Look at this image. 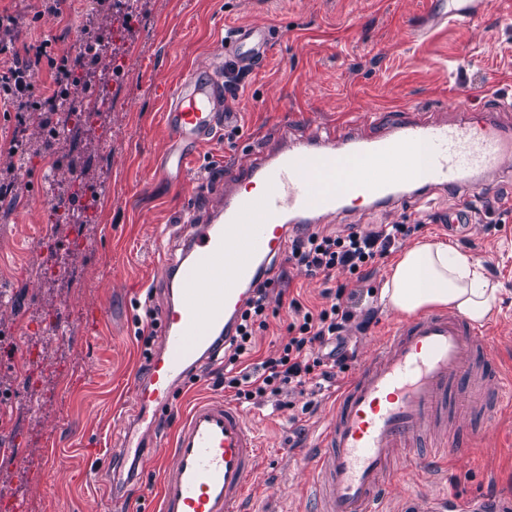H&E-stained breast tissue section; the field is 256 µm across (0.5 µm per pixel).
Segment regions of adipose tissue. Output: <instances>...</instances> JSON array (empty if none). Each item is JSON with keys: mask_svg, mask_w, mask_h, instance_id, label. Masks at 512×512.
I'll return each instance as SVG.
<instances>
[{"mask_svg": "<svg viewBox=\"0 0 512 512\" xmlns=\"http://www.w3.org/2000/svg\"><path fill=\"white\" fill-rule=\"evenodd\" d=\"M498 293L479 258L444 242H417L391 264L382 300L403 315L445 307L481 325L492 315Z\"/></svg>", "mask_w": 512, "mask_h": 512, "instance_id": "obj_1", "label": "adipose tissue"}]
</instances>
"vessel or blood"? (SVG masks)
Wrapping results in <instances>:
<instances>
[{
    "label": "vessel or blood",
    "instance_id": "1",
    "mask_svg": "<svg viewBox=\"0 0 512 512\" xmlns=\"http://www.w3.org/2000/svg\"><path fill=\"white\" fill-rule=\"evenodd\" d=\"M269 32L242 26L225 32L224 51L244 65L262 58ZM224 81L217 65L196 68L170 90L166 166L189 158L224 124ZM456 109L461 123H434L409 113L376 118L374 133L352 131L336 142L316 135L293 147L260 150L206 216L183 234L180 255L163 262L166 302L161 348L148 378L134 388L135 419L121 452L144 458L148 436L170 409L194 359L232 337L252 294L273 262L288 254L290 236L341 210L336 186L341 156L363 166L352 180L371 207L419 202L442 190L473 196L480 176L512 159V127L482 112L472 95ZM491 338L453 311H429L394 324L363 369L337 387L331 417L306 463L316 512H387L384 481L397 470L396 451L414 447L447 413L449 396L512 407V377L485 371ZM261 439L247 415L226 399L197 402L178 419L160 464L159 512H243L259 474ZM399 512H472L447 497L408 495Z\"/></svg>",
    "mask_w": 512,
    "mask_h": 512
}]
</instances>
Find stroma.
<instances>
[{
    "label": "stroma",
    "instance_id": "obj_1",
    "mask_svg": "<svg viewBox=\"0 0 512 512\" xmlns=\"http://www.w3.org/2000/svg\"><path fill=\"white\" fill-rule=\"evenodd\" d=\"M432 0H115L96 13L95 0H63L59 18L37 22L40 0H0L20 15L18 46L44 39L75 52L86 19L103 31L116 17L135 23L112 41L106 74L87 76L84 94L107 100L95 124L66 123L60 138H43L26 153L13 150L14 113L0 111V169L15 166L11 193L0 196V499H21L25 512H143L154 506L159 472L139 464L134 478L116 471L119 433L132 415L134 385L144 363L137 332L149 329L165 295L157 252H173L174 227L187 213L205 214L259 144L279 145L281 130L303 139L351 127L368 135L376 115L406 106L422 119L453 121L456 101L476 92L490 107L512 99V0H488L482 18L466 25L420 27ZM269 28L266 56L250 67L244 89L224 101L233 138L216 136L184 172L165 169L169 146L166 94L186 73L203 68L224 46L226 29ZM215 167L209 180L203 173ZM493 210L468 196L437 192L418 204L344 212L320 229L369 232L380 224L422 221L418 238L446 240L484 260L501 286L488 322L491 356L512 370V161L488 177ZM467 205L474 223L456 234L440 222ZM389 262L364 283L348 272L331 279L288 271V295L308 307L327 305L326 285L361 289L349 327V360L337 381L350 379L401 316L387 310L381 288ZM331 389L307 383L275 407H246L267 446L252 487V512H310L308 458L330 417ZM450 430L472 440L470 452L447 459L434 475L406 468L385 484L391 503L409 494L450 495L495 505L512 498V417L473 410Z\"/></svg>",
    "mask_w": 512,
    "mask_h": 512
}]
</instances>
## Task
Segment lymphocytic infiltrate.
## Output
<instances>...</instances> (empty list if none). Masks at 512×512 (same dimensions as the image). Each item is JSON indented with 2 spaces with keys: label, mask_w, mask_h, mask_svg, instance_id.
Wrapping results in <instances>:
<instances>
[{
  "label": "lymphocytic infiltrate",
  "mask_w": 512,
  "mask_h": 512,
  "mask_svg": "<svg viewBox=\"0 0 512 512\" xmlns=\"http://www.w3.org/2000/svg\"><path fill=\"white\" fill-rule=\"evenodd\" d=\"M20 21V16L0 12V103L16 112L21 122L35 119L40 129L59 130L57 113L76 112L80 105L76 88L69 85L70 56L53 49L48 39L18 51L14 33ZM44 66L53 73L55 88L51 95L37 99L31 90ZM415 230L412 224H382L367 233H299L291 238L287 261L310 275H328L341 268L362 281L367 279L370 266L388 257L396 244ZM286 279L282 272L256 281L241 315L238 334L223 346L220 367L212 373L213 388L224 390L238 403L280 397L304 386L312 377L322 384L333 382L337 370L345 366V353L326 357L319 352L327 342L342 340L355 317L352 299L342 285L334 290L333 303L316 312L305 309L299 299H291L288 306L296 318L287 326V341L261 362L246 366V359L256 352V330L267 328L270 317L277 314L271 306L270 293Z\"/></svg>",
  "instance_id": "lymphocytic-infiltrate-1"
}]
</instances>
